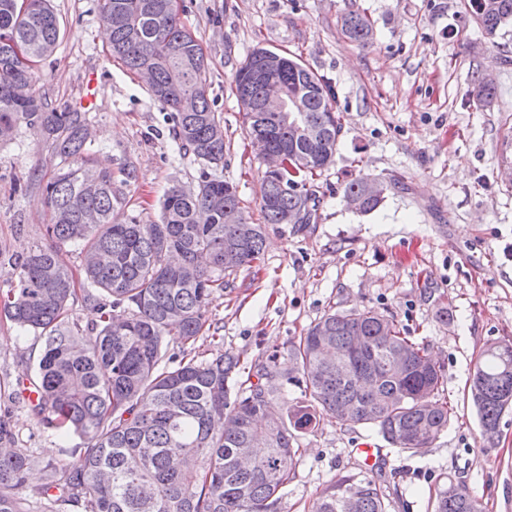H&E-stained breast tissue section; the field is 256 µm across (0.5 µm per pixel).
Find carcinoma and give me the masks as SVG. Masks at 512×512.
Returning a JSON list of instances; mask_svg holds the SVG:
<instances>
[{
    "label": "carcinoma",
    "mask_w": 512,
    "mask_h": 512,
    "mask_svg": "<svg viewBox=\"0 0 512 512\" xmlns=\"http://www.w3.org/2000/svg\"><path fill=\"white\" fill-rule=\"evenodd\" d=\"M171 0H98L110 53L137 73L155 70L152 95L174 112L178 151L206 165L224 163V127L206 96L209 63ZM468 15L489 40L512 28V0H466ZM344 34L366 44V15L342 17ZM50 0H0V130L23 122L51 142L60 158L44 193L47 243L32 245L10 265L14 283L0 298V321L43 343L29 383L40 391L28 404L36 424L76 436L79 451L45 457L18 447L0 417V512H274L301 456L299 439L327 417L375 430L412 453L448 428L452 409L441 397L442 373L424 347L396 320L375 309L322 316L288 348L300 396L273 409L277 359L255 365L244 380L240 358L211 357L196 343L210 332L209 305L224 278L261 259L265 225L310 222L308 185L334 161L341 131L327 82L299 60L272 74L300 99L299 115L314 136L295 137L277 113L266 115L275 149L288 164L263 172L262 224H226L224 207L240 209L236 188L202 173L197 191L173 187L160 222H118L125 203L112 172L92 165L86 113L51 109L36 89L35 68L60 38ZM250 53L233 77L236 96L257 99L249 83ZM191 93L196 109L183 111ZM366 178L345 186L358 211L383 197L365 193ZM80 259L75 274L63 250ZM100 313L86 338L73 312L77 295ZM179 352L168 353L170 343ZM409 364L399 361L401 353ZM471 395L482 435L491 437L512 407V344L490 345L474 365ZM44 482L23 494L28 471ZM374 478L343 476L312 512H387ZM434 512H483L454 481L439 490Z\"/></svg>",
    "instance_id": "1"
}]
</instances>
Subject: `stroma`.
Here are the masks:
<instances>
[{"instance_id": "35a3bbf8", "label": "stroma", "mask_w": 512, "mask_h": 512, "mask_svg": "<svg viewBox=\"0 0 512 512\" xmlns=\"http://www.w3.org/2000/svg\"><path fill=\"white\" fill-rule=\"evenodd\" d=\"M465 0H178L181 22L210 64L207 95L224 125V163L180 156L169 108L110 56L96 0H51L63 30L40 65L49 107L85 111L95 160L121 182L116 216L160 219L171 187L197 186L202 170L237 188L247 221H262L264 167L247 134L232 77L253 48L295 57L331 87L341 119L335 162L313 182L308 224H272L260 261L231 275L209 315L224 352L248 367L277 355L330 311L373 307L393 316L443 370L453 410L448 429L424 449L401 452L375 431L321 421L301 437L296 476L278 512H310L338 478L364 473L359 443L380 448L376 477L388 512H432L448 479L462 482L484 512H512V412L482 437L471 398L474 364L493 343H512V32L490 42ZM365 12L367 44L351 42L341 18ZM96 96L86 103V82ZM493 99H478L481 84ZM56 158L35 130L18 124L0 142V293L10 255L45 243L42 187ZM387 182L377 210L347 206L346 183ZM41 345L0 325V387L31 376ZM23 448L44 456L74 448L40 430L18 402L0 398Z\"/></svg>"}]
</instances>
